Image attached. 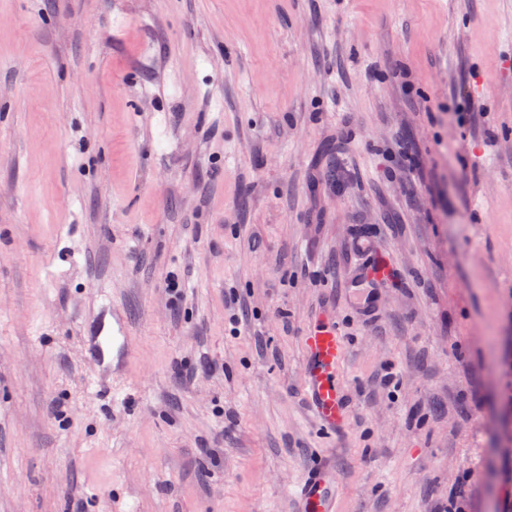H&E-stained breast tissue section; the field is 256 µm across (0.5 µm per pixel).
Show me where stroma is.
<instances>
[{"instance_id": "35a3bbf8", "label": "stroma", "mask_w": 512, "mask_h": 512, "mask_svg": "<svg viewBox=\"0 0 512 512\" xmlns=\"http://www.w3.org/2000/svg\"><path fill=\"white\" fill-rule=\"evenodd\" d=\"M322 461L512 512V0H0V512H297ZM131 331L124 319L112 313V320L98 317L84 336V354L90 356L105 372L114 370V363L130 358ZM342 336L333 323L316 326L306 341L303 378L311 411L318 423L332 433L346 424L348 409L337 373Z\"/></svg>"}]
</instances>
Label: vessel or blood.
I'll use <instances>...</instances> for the list:
<instances>
[{
	"mask_svg": "<svg viewBox=\"0 0 512 512\" xmlns=\"http://www.w3.org/2000/svg\"><path fill=\"white\" fill-rule=\"evenodd\" d=\"M343 342L337 327L329 322L316 326L306 341L303 378L309 406L329 432L341 431L347 421L348 409L337 373ZM131 331L120 317L97 318L84 337V353L102 371H113L115 364L130 358ZM321 467L311 469L297 494L298 512H335V493L326 487Z\"/></svg>",
	"mask_w": 512,
	"mask_h": 512,
	"instance_id": "vessel-or-blood-1",
	"label": "vessel or blood"
}]
</instances>
